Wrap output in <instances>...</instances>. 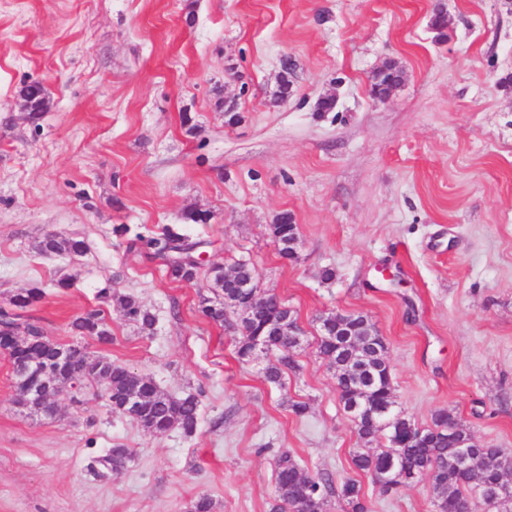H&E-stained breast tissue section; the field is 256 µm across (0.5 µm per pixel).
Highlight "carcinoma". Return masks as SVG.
<instances>
[{
  "mask_svg": "<svg viewBox=\"0 0 512 512\" xmlns=\"http://www.w3.org/2000/svg\"><path fill=\"white\" fill-rule=\"evenodd\" d=\"M431 26L442 40L448 38V15L442 8L435 10ZM401 83L403 76L396 71L375 74L371 80L372 92L390 94ZM21 100L22 119L36 124L45 109L48 97L45 87L38 82L22 85L18 92ZM297 230L292 217L286 212L278 214L271 233L279 247V254L288 255V242ZM185 236L175 225L163 229V241H154L160 250L189 249L193 244L184 243ZM43 254H80L84 242L74 238H63L56 234L44 236L37 244ZM168 276L177 282L192 283L198 275V267L174 262L167 265ZM255 270L247 259L235 262L230 270L222 265H213L208 270L212 296L200 300V312L209 321L239 332L236 340V356L242 363L251 362L257 353L274 351L278 353L277 363L268 367L266 379L270 383L280 382L283 371L297 368L290 349L296 347L288 336L278 334L277 320L288 316L285 304L269 300L249 318L247 325L233 324L228 314L238 313L252 303V292L240 284L252 279ZM40 287L26 289L14 295L9 307L0 308V324L20 336H42L44 332L33 322L23 319V313L36 306L44 298ZM126 318L135 323L138 330L149 335L154 330L155 317L133 297L119 299ZM319 322V353L334 370L340 399L353 400L359 404V415L363 426L357 429L360 439L371 443L385 439L387 448L378 453L357 452L353 455L356 469L371 475L384 468L393 455H398L397 468L391 472V479L384 491L408 485L424 475L430 482L433 505L436 512H481V507L498 503L501 512H512V497L492 500L478 485L466 477L459 466L460 448L463 441L481 471L485 484H492L501 478L495 460L502 456L498 448H484L472 441L466 427L450 411L437 412L432 425L425 428L429 437L416 439L412 433L416 424L393 411L383 416L379 410L385 405L396 404V395L391 383V367L386 354L367 335L371 319L357 315L352 324L351 335H336V314L321 316ZM72 330L80 336H89L100 343L112 341V331L101 310L92 309L76 317L71 323ZM25 352L40 357L46 362L54 359L56 342L46 338L33 344H26ZM102 380L85 379L81 388L100 387L112 410L123 413L128 396L139 397V411L136 422L153 435H165L178 430L185 436L195 434L198 426L199 403L196 396L188 394L175 397L160 389L154 378L146 373L134 372L125 365L101 357L98 360ZM131 458L125 446L115 444L112 448L92 459L88 468L97 471L101 466L106 470H119ZM276 496L270 512H326L331 497L346 501L350 512H369L361 485L352 477L345 476L336 484L331 478H312L305 475L288 453L280 454L274 462Z\"/></svg>",
  "mask_w": 512,
  "mask_h": 512,
  "instance_id": "carcinoma-1",
  "label": "carcinoma"
}]
</instances>
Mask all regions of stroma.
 Masks as SVG:
<instances>
[{
	"label": "stroma",
	"mask_w": 512,
	"mask_h": 512,
	"mask_svg": "<svg viewBox=\"0 0 512 512\" xmlns=\"http://www.w3.org/2000/svg\"><path fill=\"white\" fill-rule=\"evenodd\" d=\"M440 6L444 42L429 27ZM389 61L405 80L382 102L371 77ZM32 81L51 101L35 126L18 99ZM328 96L335 109L318 111ZM190 207L210 223H183ZM284 211L300 230L291 261L270 232ZM173 224L209 264L249 259L296 311L306 336L280 383L264 377L275 353L240 364L235 333L199 315L206 274L176 282L154 257L147 239ZM52 232L85 252L39 254ZM33 286L45 297L27 315L47 336L196 395L199 423L190 437L147 433L95 388L54 417L26 415L0 354V512H187L202 493L219 512H269L283 452L305 475L355 476L370 512H434L428 481L386 493L355 469L363 442L318 319L369 316L399 411L422 428L451 411L512 454V0H0V307ZM118 295L155 315L153 335ZM91 309L111 343L71 332ZM116 444L130 462L91 473Z\"/></svg>",
	"instance_id": "1"
}]
</instances>
